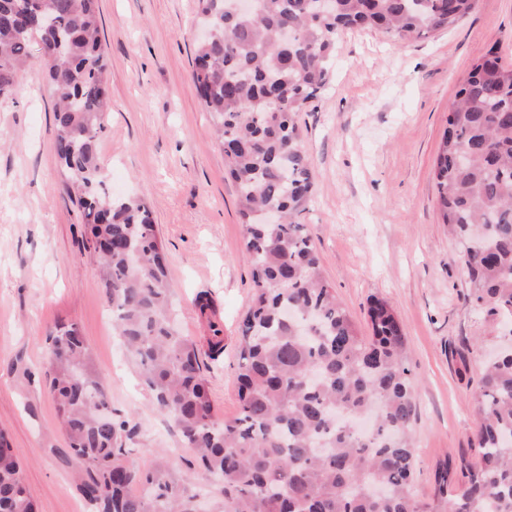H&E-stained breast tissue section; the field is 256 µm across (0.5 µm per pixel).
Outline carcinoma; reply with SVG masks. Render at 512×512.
<instances>
[{
  "instance_id": "1",
  "label": "carcinoma",
  "mask_w": 512,
  "mask_h": 512,
  "mask_svg": "<svg viewBox=\"0 0 512 512\" xmlns=\"http://www.w3.org/2000/svg\"><path fill=\"white\" fill-rule=\"evenodd\" d=\"M236 2L197 0L210 36L196 45L192 73L219 138L233 144L225 170L253 283L239 326V412L220 423L204 358L224 354V331L208 322L204 350L180 335L149 206L105 188L97 146L112 104L98 0H0V97L17 94L25 69L44 72L64 187L101 257L115 335L198 469L221 482L218 512H512V350L488 362L474 393L479 461L467 481L451 494L443 469L433 496H417L403 326L376 300L372 335L359 334L302 221L315 182L297 117L328 85L339 34L419 39L454 27L477 0H335L327 14L316 0H253L249 13ZM286 28L295 31L287 43ZM433 180L470 303L512 320V67L491 52L448 103ZM49 364L57 419L81 468L77 489L94 512H195V478L126 460L129 421L112 411L78 328L51 337ZM0 512H37L1 429Z\"/></svg>"
}]
</instances>
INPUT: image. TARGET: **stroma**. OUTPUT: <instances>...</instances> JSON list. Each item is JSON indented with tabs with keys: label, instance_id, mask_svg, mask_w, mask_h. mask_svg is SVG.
<instances>
[{
	"label": "stroma",
	"instance_id": "obj_1",
	"mask_svg": "<svg viewBox=\"0 0 512 512\" xmlns=\"http://www.w3.org/2000/svg\"><path fill=\"white\" fill-rule=\"evenodd\" d=\"M112 110L98 140L108 190L149 204L168 253L182 335L205 344L194 304L211 293L224 362L207 370L218 419L238 412L239 323L252 296L234 186L211 118L191 82L196 0H100ZM493 52L512 65V0H477L454 28L407 42L353 29L336 44L331 81L299 114L315 196L305 223L361 335L368 308L389 302L404 325L416 380V480L428 497L440 469L474 460L473 395L481 357L512 328L477 311L441 223L431 170L448 103L471 65ZM49 90L34 69L0 101V428L39 512H92L79 496L46 374L49 338L76 324L128 419L125 448L141 470H194L120 349L82 216L63 189Z\"/></svg>",
	"mask_w": 512,
	"mask_h": 512
}]
</instances>
